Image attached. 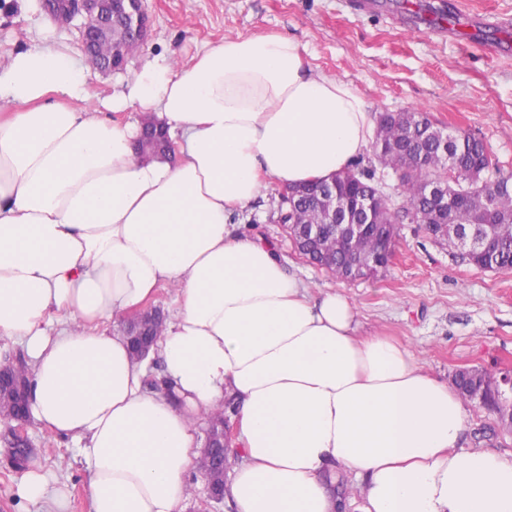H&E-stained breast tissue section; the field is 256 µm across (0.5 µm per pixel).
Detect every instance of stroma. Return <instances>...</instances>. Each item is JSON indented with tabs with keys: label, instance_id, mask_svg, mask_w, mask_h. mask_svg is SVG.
<instances>
[{
	"label": "stroma",
	"instance_id": "35a3bbf8",
	"mask_svg": "<svg viewBox=\"0 0 512 512\" xmlns=\"http://www.w3.org/2000/svg\"><path fill=\"white\" fill-rule=\"evenodd\" d=\"M147 43L128 56L134 71L157 57L187 62L227 36L285 34L320 71L351 83L373 113L419 110L439 126L481 139L493 165L489 178L512 177V0H146ZM54 42L81 57L75 28L59 29L40 0H0V62L14 51ZM282 188L267 192L231 221L272 245L278 258L312 288L330 286L358 310L357 333L395 337L416 351L426 370L451 382L463 368L512 370V270L463 263L456 250L416 223L398 225L396 257L376 278L341 282L299 255L277 218ZM463 450L487 447L512 458V428L479 402L464 405ZM27 435L42 469L70 492L68 512H88L85 471L73 446ZM21 474L0 449V512H46L20 502Z\"/></svg>",
	"mask_w": 512,
	"mask_h": 512
}]
</instances>
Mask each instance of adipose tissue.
<instances>
[{"instance_id":"1","label":"adipose tissue","mask_w":512,"mask_h":512,"mask_svg":"<svg viewBox=\"0 0 512 512\" xmlns=\"http://www.w3.org/2000/svg\"><path fill=\"white\" fill-rule=\"evenodd\" d=\"M92 73L51 44L0 63V337L27 357L31 418L78 449L89 512H182L194 425L228 395L235 512H512V459L458 450L454 386L409 346L356 335L346 296L311 290L229 222L270 182L364 155L373 117L355 87L283 34L154 59L97 102ZM131 108L177 136L175 156L138 158ZM163 287L178 309L134 358L99 324ZM156 358L175 397L147 386ZM17 493L68 512L40 468Z\"/></svg>"}]
</instances>
